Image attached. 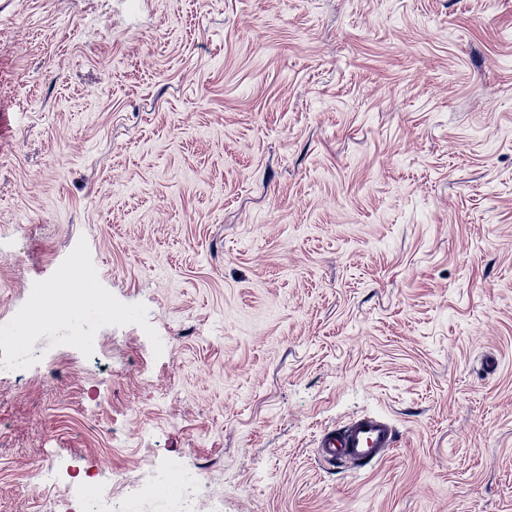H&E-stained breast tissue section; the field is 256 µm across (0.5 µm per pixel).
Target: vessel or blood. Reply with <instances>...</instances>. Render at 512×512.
Segmentation results:
<instances>
[{
    "instance_id": "b4317fda",
    "label": "vessel or blood",
    "mask_w": 512,
    "mask_h": 512,
    "mask_svg": "<svg viewBox=\"0 0 512 512\" xmlns=\"http://www.w3.org/2000/svg\"><path fill=\"white\" fill-rule=\"evenodd\" d=\"M398 444L397 429L390 421L365 415L341 428L324 430L318 440L317 453L323 462L332 466L366 465L382 460Z\"/></svg>"
}]
</instances>
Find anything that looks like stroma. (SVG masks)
Listing matches in <instances>:
<instances>
[{
    "mask_svg": "<svg viewBox=\"0 0 512 512\" xmlns=\"http://www.w3.org/2000/svg\"><path fill=\"white\" fill-rule=\"evenodd\" d=\"M0 512H512V0H0ZM89 337L90 362L72 337ZM496 362L486 370V358ZM402 440L358 469L320 432ZM65 312L84 316L92 314L96 318L109 319L112 317V305L106 298H102L92 290L80 289H75L68 303L63 304L61 294L53 289L46 294H38L37 307L32 309L34 319H44ZM398 444L397 429L390 421L365 415L341 428L324 430L318 440L317 453L331 466L366 465L382 460L390 450L398 448ZM97 475L98 480L93 485H81L76 490L70 488L68 498L59 501H49L47 511L108 512L111 495L108 476L100 473Z\"/></svg>",
    "mask_w": 512,
    "mask_h": 512,
    "instance_id": "1",
    "label": "stroma"
}]
</instances>
